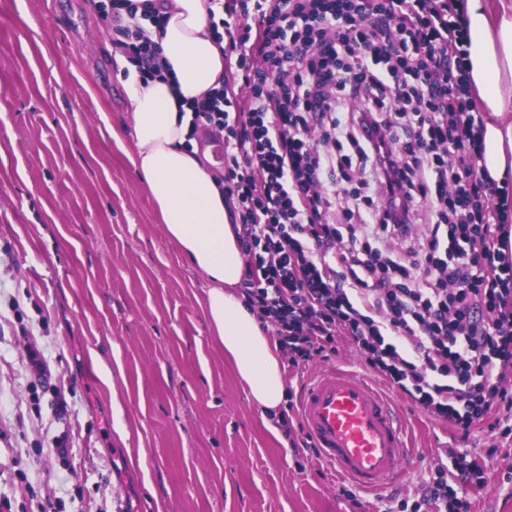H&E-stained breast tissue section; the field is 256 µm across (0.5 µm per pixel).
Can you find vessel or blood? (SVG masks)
<instances>
[{"label":"vessel or blood","mask_w":512,"mask_h":512,"mask_svg":"<svg viewBox=\"0 0 512 512\" xmlns=\"http://www.w3.org/2000/svg\"><path fill=\"white\" fill-rule=\"evenodd\" d=\"M301 418L322 460L336 476L377 492L404 474L402 430L387 400L356 375L315 373L300 399Z\"/></svg>","instance_id":"vessel-or-blood-1"}]
</instances>
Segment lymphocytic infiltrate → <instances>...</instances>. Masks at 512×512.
Segmentation results:
<instances>
[{"mask_svg": "<svg viewBox=\"0 0 512 512\" xmlns=\"http://www.w3.org/2000/svg\"><path fill=\"white\" fill-rule=\"evenodd\" d=\"M212 20L242 82L193 107L224 134L243 303L292 366L338 338L433 418L512 425V194L479 175L447 0H226ZM478 470L429 467L389 512H468Z\"/></svg>", "mask_w": 512, "mask_h": 512, "instance_id": "1", "label": "lymphocytic infiltrate"}]
</instances>
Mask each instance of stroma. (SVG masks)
<instances>
[{
    "label": "stroma",
    "instance_id": "1",
    "mask_svg": "<svg viewBox=\"0 0 512 512\" xmlns=\"http://www.w3.org/2000/svg\"><path fill=\"white\" fill-rule=\"evenodd\" d=\"M110 30L90 0H0V498L12 512H384L432 464L456 477L466 453L484 478L471 512H512V437L486 424L462 434L374 380L418 461L404 485L351 499L249 400L211 339L203 274L127 162ZM332 367L362 373L349 340L283 367L286 388Z\"/></svg>",
    "mask_w": 512,
    "mask_h": 512
}]
</instances>
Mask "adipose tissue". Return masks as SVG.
Returning a JSON list of instances; mask_svg holds the SVG:
<instances>
[{
    "mask_svg": "<svg viewBox=\"0 0 512 512\" xmlns=\"http://www.w3.org/2000/svg\"><path fill=\"white\" fill-rule=\"evenodd\" d=\"M163 25L141 18L158 47L160 75L143 78L122 53L133 146L126 154L157 207L166 237L200 270L207 286L199 304L213 342L233 360L251 401L276 409L285 383L276 345L239 295L244 261L224 185L196 150L188 149L191 105L224 78V51L212 34L210 0H154ZM469 80L487 114L480 173L496 184L512 174V0H466Z\"/></svg>",
    "mask_w": 512,
    "mask_h": 512,
    "instance_id": "adipose-tissue-1",
    "label": "adipose tissue"
}]
</instances>
